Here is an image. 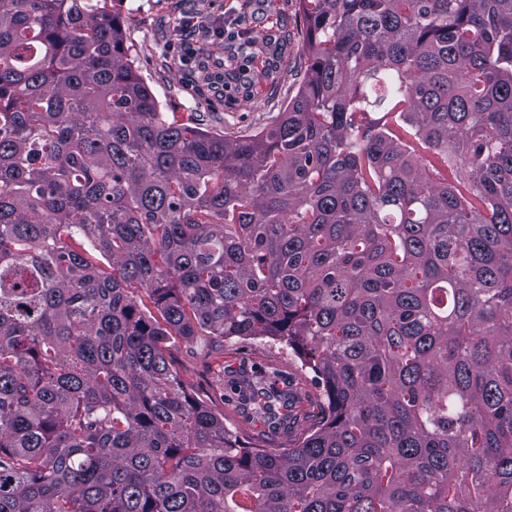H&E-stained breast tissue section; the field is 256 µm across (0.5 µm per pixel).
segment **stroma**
Returning a JSON list of instances; mask_svg holds the SVG:
<instances>
[{
	"label": "stroma",
	"instance_id": "35a3bbf8",
	"mask_svg": "<svg viewBox=\"0 0 512 512\" xmlns=\"http://www.w3.org/2000/svg\"><path fill=\"white\" fill-rule=\"evenodd\" d=\"M110 8L121 16L128 58L160 111L211 133L243 137L270 127L304 79L297 0H112ZM183 41L195 52L180 62L175 49ZM170 352L191 391L222 411L240 437L263 431L223 401L243 369L276 372L279 388L298 396L299 411L320 416L321 388L282 344L234 337L211 348L178 341Z\"/></svg>",
	"mask_w": 512,
	"mask_h": 512
}]
</instances>
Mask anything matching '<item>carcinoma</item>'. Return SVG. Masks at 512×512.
<instances>
[{
    "mask_svg": "<svg viewBox=\"0 0 512 512\" xmlns=\"http://www.w3.org/2000/svg\"><path fill=\"white\" fill-rule=\"evenodd\" d=\"M299 13L304 83L226 138L107 0H0V512H512V0ZM197 336L288 347L321 420L244 445L173 367Z\"/></svg>",
    "mask_w": 512,
    "mask_h": 512,
    "instance_id": "cac0c4a2",
    "label": "carcinoma"
}]
</instances>
